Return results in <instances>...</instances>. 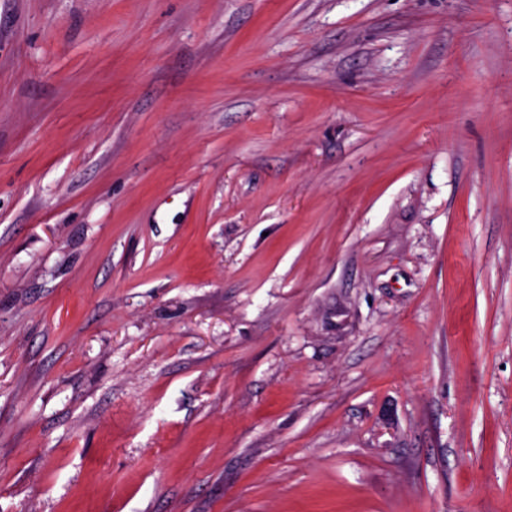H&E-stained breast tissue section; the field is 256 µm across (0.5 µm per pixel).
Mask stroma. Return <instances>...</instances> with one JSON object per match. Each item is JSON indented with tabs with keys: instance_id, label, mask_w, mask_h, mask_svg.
<instances>
[{
	"instance_id": "obj_1",
	"label": "stroma",
	"mask_w": 512,
	"mask_h": 512,
	"mask_svg": "<svg viewBox=\"0 0 512 512\" xmlns=\"http://www.w3.org/2000/svg\"><path fill=\"white\" fill-rule=\"evenodd\" d=\"M0 512H512V0H0Z\"/></svg>"
}]
</instances>
